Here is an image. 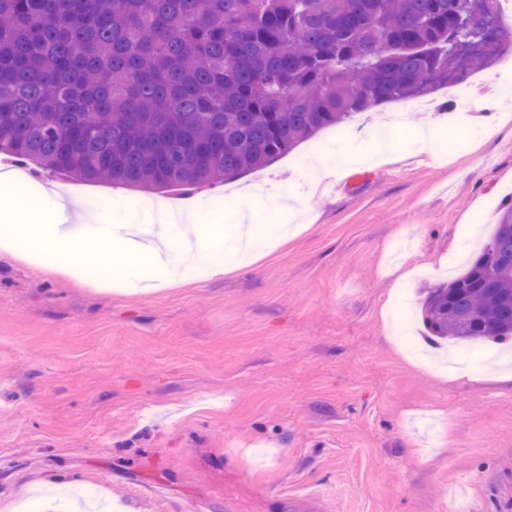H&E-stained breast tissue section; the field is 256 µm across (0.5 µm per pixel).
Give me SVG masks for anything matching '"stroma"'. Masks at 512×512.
<instances>
[{"label":"stroma","mask_w":512,"mask_h":512,"mask_svg":"<svg viewBox=\"0 0 512 512\" xmlns=\"http://www.w3.org/2000/svg\"><path fill=\"white\" fill-rule=\"evenodd\" d=\"M431 110L401 101L318 132L269 165L168 200H194L220 239L273 219L253 266L149 294L75 280L0 253V512H512V385L433 344L428 292L464 273L512 204V122L475 112L451 149L419 152ZM404 115L399 162L346 167L314 187L324 145L357 149ZM106 199L101 223L139 224L148 191L36 171ZM467 380H457V373Z\"/></svg>","instance_id":"1"}]
</instances>
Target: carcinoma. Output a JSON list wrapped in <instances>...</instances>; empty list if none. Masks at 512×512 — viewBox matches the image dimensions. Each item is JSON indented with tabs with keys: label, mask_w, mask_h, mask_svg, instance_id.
Returning a JSON list of instances; mask_svg holds the SVG:
<instances>
[{
	"label": "carcinoma",
	"mask_w": 512,
	"mask_h": 512,
	"mask_svg": "<svg viewBox=\"0 0 512 512\" xmlns=\"http://www.w3.org/2000/svg\"><path fill=\"white\" fill-rule=\"evenodd\" d=\"M464 0H0V153L156 191L229 180L448 82ZM423 319L512 338V207Z\"/></svg>",
	"instance_id": "carcinoma-1"
}]
</instances>
